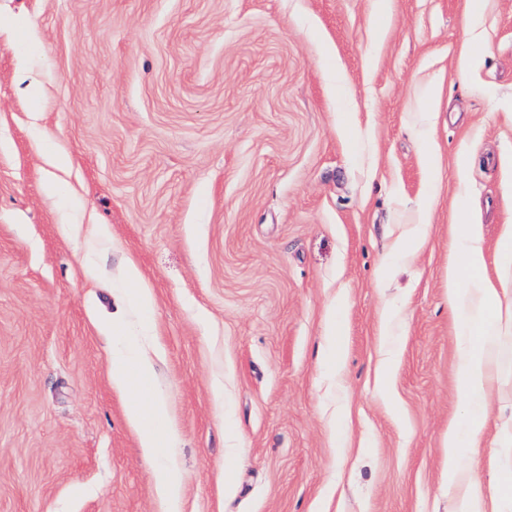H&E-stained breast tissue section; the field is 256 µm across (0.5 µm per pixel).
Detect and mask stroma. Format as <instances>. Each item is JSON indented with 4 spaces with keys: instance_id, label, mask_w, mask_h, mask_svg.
I'll return each instance as SVG.
<instances>
[{
    "instance_id": "1",
    "label": "stroma",
    "mask_w": 512,
    "mask_h": 512,
    "mask_svg": "<svg viewBox=\"0 0 512 512\" xmlns=\"http://www.w3.org/2000/svg\"><path fill=\"white\" fill-rule=\"evenodd\" d=\"M511 180L512 0H0V512H159L142 318L181 512H456L449 226ZM114 331L128 337L129 347L112 352V382L130 391L128 422L138 431L144 456L156 463L154 481L159 497L167 506L165 511L179 512L183 479L166 449L174 448L179 431L168 401L155 382L154 362L147 352L150 328L142 323L137 330L113 326Z\"/></svg>"
}]
</instances>
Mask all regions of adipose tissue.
<instances>
[{
    "mask_svg": "<svg viewBox=\"0 0 512 512\" xmlns=\"http://www.w3.org/2000/svg\"><path fill=\"white\" fill-rule=\"evenodd\" d=\"M453 255L448 262V304L457 323L458 369L456 392L465 405L463 415L448 423V487L457 512H502L512 505V472L485 482L469 456L479 454L488 437L512 441V415L490 423L488 410L500 395L501 376L512 366V302L503 274L512 271V221L501 225L495 247H488L480 225L466 211H458L452 229ZM496 275H489V268ZM148 325L128 331L129 347L113 352L112 382L129 390L127 418L140 437L147 459L154 461V481L167 512H179L183 494L180 471L167 450L179 431L170 406L155 382V368L147 352Z\"/></svg>",
    "mask_w": 512,
    "mask_h": 512,
    "instance_id": "obj_1",
    "label": "adipose tissue"
}]
</instances>
